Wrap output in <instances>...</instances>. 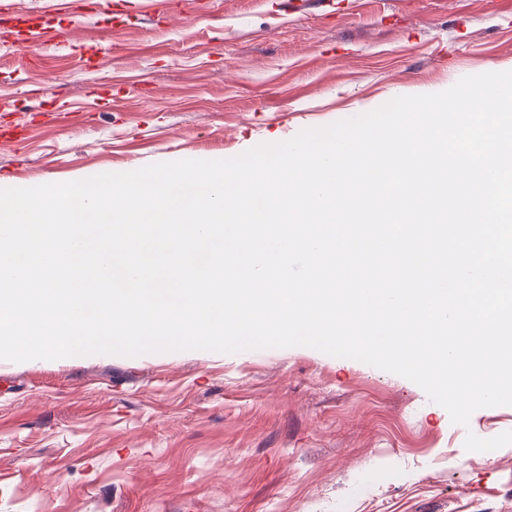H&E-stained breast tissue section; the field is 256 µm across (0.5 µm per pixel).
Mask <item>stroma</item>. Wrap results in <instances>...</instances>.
<instances>
[{"mask_svg":"<svg viewBox=\"0 0 512 512\" xmlns=\"http://www.w3.org/2000/svg\"><path fill=\"white\" fill-rule=\"evenodd\" d=\"M0 10V188L235 157L512 71V0H106L21 51ZM126 93L82 104L97 84ZM51 106L38 111L41 99ZM512 406L451 422L412 381L297 346L0 360V512H512Z\"/></svg>","mask_w":512,"mask_h":512,"instance_id":"obj_1","label":"stroma"}]
</instances>
